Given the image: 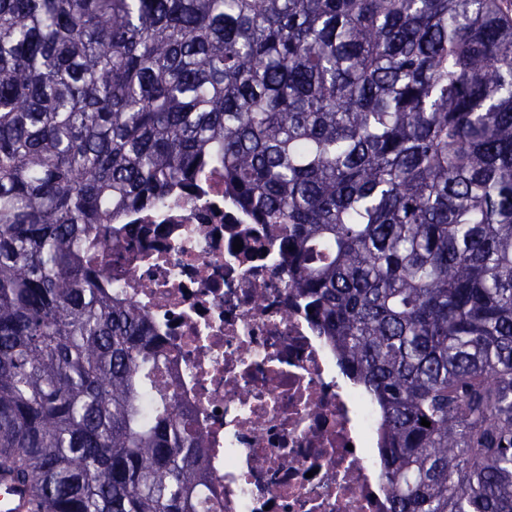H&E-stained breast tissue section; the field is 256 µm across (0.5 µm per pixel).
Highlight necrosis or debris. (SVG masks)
Listing matches in <instances>:
<instances>
[{
    "mask_svg": "<svg viewBox=\"0 0 512 512\" xmlns=\"http://www.w3.org/2000/svg\"><path fill=\"white\" fill-rule=\"evenodd\" d=\"M136 221L104 273L148 313L206 436L201 512H389L378 409L289 294L278 239L230 202L223 170Z\"/></svg>",
    "mask_w": 512,
    "mask_h": 512,
    "instance_id": "4bbe7bcc",
    "label": "necrosis or debris"
}]
</instances>
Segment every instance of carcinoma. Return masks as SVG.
Masks as SVG:
<instances>
[{
	"label": "carcinoma",
	"instance_id": "cac0c4a2",
	"mask_svg": "<svg viewBox=\"0 0 512 512\" xmlns=\"http://www.w3.org/2000/svg\"><path fill=\"white\" fill-rule=\"evenodd\" d=\"M216 166L378 406L389 512H512V0H0V470L32 512H199L205 435L102 262Z\"/></svg>",
	"mask_w": 512,
	"mask_h": 512
}]
</instances>
